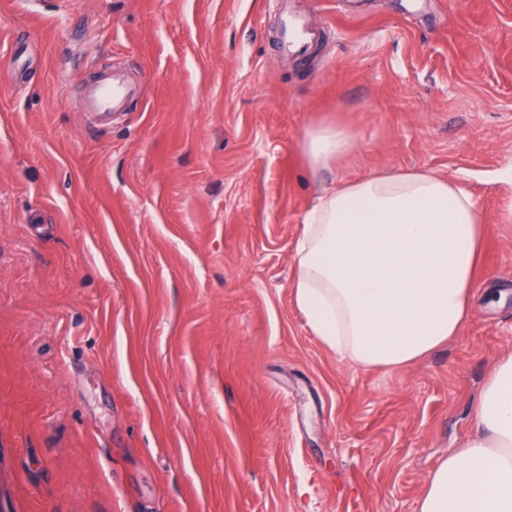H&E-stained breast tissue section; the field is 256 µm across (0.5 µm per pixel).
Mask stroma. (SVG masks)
<instances>
[{"instance_id": "obj_1", "label": "stroma", "mask_w": 512, "mask_h": 512, "mask_svg": "<svg viewBox=\"0 0 512 512\" xmlns=\"http://www.w3.org/2000/svg\"><path fill=\"white\" fill-rule=\"evenodd\" d=\"M107 66L137 87L108 122ZM322 124L357 147L315 168ZM416 169L480 201L469 311L362 368L295 242L323 189ZM511 354L512 0H0V512H419Z\"/></svg>"}]
</instances>
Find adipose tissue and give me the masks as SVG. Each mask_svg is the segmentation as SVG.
Returning <instances> with one entry per match:
<instances>
[{
  "instance_id": "ef3b65f1",
  "label": "adipose tissue",
  "mask_w": 512,
  "mask_h": 512,
  "mask_svg": "<svg viewBox=\"0 0 512 512\" xmlns=\"http://www.w3.org/2000/svg\"><path fill=\"white\" fill-rule=\"evenodd\" d=\"M320 125L304 147L327 166L355 150ZM294 248L295 301L326 348L365 368L419 360L457 336L483 226L462 180L430 171L368 176L324 190ZM477 431L430 474L419 512H512V357L488 377Z\"/></svg>"
}]
</instances>
